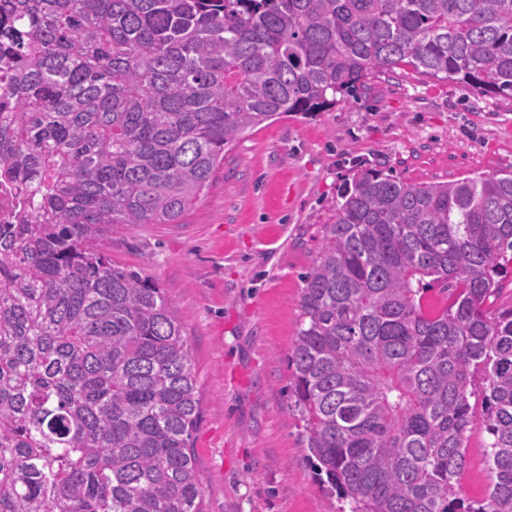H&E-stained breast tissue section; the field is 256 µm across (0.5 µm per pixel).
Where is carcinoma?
<instances>
[{"label": "carcinoma", "instance_id": "carcinoma-1", "mask_svg": "<svg viewBox=\"0 0 512 512\" xmlns=\"http://www.w3.org/2000/svg\"><path fill=\"white\" fill-rule=\"evenodd\" d=\"M0 512H203L182 319L112 235L176 224L224 148L408 66L512 94V0H4ZM512 171L356 170L287 362L308 460L349 512H512ZM446 303H423L434 287ZM481 385L475 386V380ZM481 399L488 492L455 484Z\"/></svg>", "mask_w": 512, "mask_h": 512}]
</instances>
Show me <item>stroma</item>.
I'll return each mask as SVG.
<instances>
[{
    "instance_id": "obj_1",
    "label": "stroma",
    "mask_w": 512,
    "mask_h": 512,
    "mask_svg": "<svg viewBox=\"0 0 512 512\" xmlns=\"http://www.w3.org/2000/svg\"><path fill=\"white\" fill-rule=\"evenodd\" d=\"M372 164L409 183L512 170V96L408 69L371 76L359 96L292 114L238 140L205 197L178 223L137 224L108 243L117 265L157 281L178 309L197 373L193 457L205 512H339L306 460L286 364L302 276L340 189ZM482 416L457 492L490 484Z\"/></svg>"
}]
</instances>
